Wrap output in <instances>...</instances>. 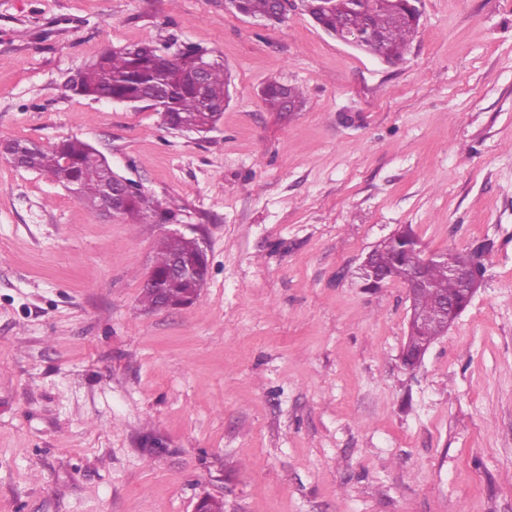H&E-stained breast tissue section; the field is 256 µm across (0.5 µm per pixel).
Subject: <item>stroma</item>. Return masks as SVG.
I'll list each match as a JSON object with an SVG mask.
<instances>
[{
  "label": "stroma",
  "mask_w": 512,
  "mask_h": 512,
  "mask_svg": "<svg viewBox=\"0 0 512 512\" xmlns=\"http://www.w3.org/2000/svg\"><path fill=\"white\" fill-rule=\"evenodd\" d=\"M389 65L228 0H0V139L91 143L175 221L104 217L0 159V512H512V0H421ZM193 45L231 100L207 138L63 94L104 49ZM300 111L265 105L268 79ZM411 225L485 245L470 303L404 369L402 282L364 257ZM199 299L140 301L170 232ZM166 449L150 452L147 438ZM261 96L266 106L282 114L286 109L288 100L301 103L302 96L295 87H290L276 80H268L261 88Z\"/></svg>",
  "instance_id": "35a3bbf8"
}]
</instances>
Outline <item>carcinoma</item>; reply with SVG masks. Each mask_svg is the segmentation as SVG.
I'll return each instance as SVG.
<instances>
[{"label":"carcinoma","instance_id":"obj_1","mask_svg":"<svg viewBox=\"0 0 512 512\" xmlns=\"http://www.w3.org/2000/svg\"><path fill=\"white\" fill-rule=\"evenodd\" d=\"M330 2L332 0H319L313 10L315 21L323 30H334L346 22L354 27L364 23L359 13L345 18L336 7H326ZM238 9L269 24L282 22L271 0H239ZM371 22L377 29L389 33L394 56L402 59L417 26L406 20L396 0H374ZM202 52L203 49L195 46L185 45L173 50L169 45L159 47L149 41L109 48L83 70L70 76L64 87L77 95L98 100L134 101L153 96L156 99L155 111L169 117L168 130L172 133L179 125H216L222 117L216 108L229 101L230 82L224 65L219 64L208 73L204 90L197 89L191 81V74ZM261 96L270 110L279 113L285 111L287 101L299 103L302 100L296 88L276 80H269L263 85ZM8 144L12 153L24 160L25 169L56 182L90 207H95L104 194L108 185L107 170L103 164L90 160L92 145L89 143L71 137L51 146L20 139H10ZM126 215L134 220L153 216L161 224L176 219L173 203L163 206L134 184L126 190ZM183 249V241L164 238L155 258L157 269L166 270L172 257ZM486 249L485 244L469 253L449 249L443 253L442 261L427 267L431 288L417 294L416 308L428 316V321L421 335L407 341L402 354L405 366L414 367L423 352V344L441 334V330L435 327L434 318L438 301L458 294V285L448 278V268L469 269L479 280L484 275L481 255ZM375 253L378 264L397 276L423 261L409 228L397 231L395 240L380 243ZM205 279L204 275L194 280L169 275L163 282L164 297L167 302L177 305L186 299L191 289L203 288Z\"/></svg>","mask_w":512,"mask_h":512}]
</instances>
